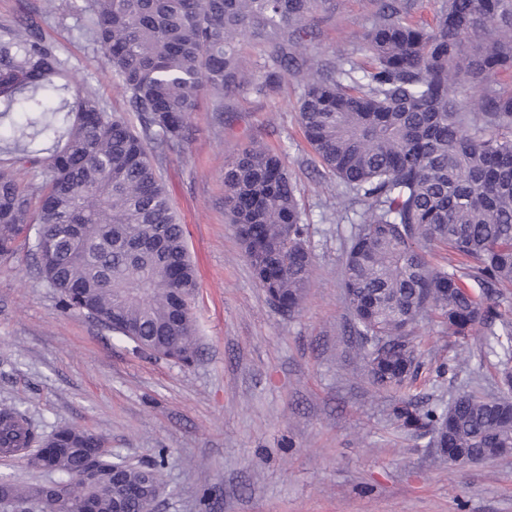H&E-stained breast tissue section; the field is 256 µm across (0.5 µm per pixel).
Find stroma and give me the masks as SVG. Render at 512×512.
<instances>
[{
	"mask_svg": "<svg viewBox=\"0 0 512 512\" xmlns=\"http://www.w3.org/2000/svg\"><path fill=\"white\" fill-rule=\"evenodd\" d=\"M23 3L67 59L70 83L127 111L81 32L87 0H0V23L17 20ZM367 25L364 0H340L317 12L308 51L360 49ZM301 92L288 78L271 97H232L221 117L202 105L186 149L162 162L198 272L194 363L140 353L95 319L63 313L26 250L0 262V407L20 406L47 432L90 430L130 464L158 466L156 512H512V455L466 468L439 461L389 417L391 393L353 358L341 269L360 217L331 220L336 182L303 137ZM252 144L280 152L306 214L313 265L290 316L270 305L224 221V166ZM417 336L424 365L412 390L424 401L447 405L476 382L495 391L500 363L484 334L452 379L434 372L455 354L438 324L422 321Z\"/></svg>",
	"mask_w": 512,
	"mask_h": 512,
	"instance_id": "1",
	"label": "stroma"
}]
</instances>
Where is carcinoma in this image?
<instances>
[{
	"mask_svg": "<svg viewBox=\"0 0 512 512\" xmlns=\"http://www.w3.org/2000/svg\"><path fill=\"white\" fill-rule=\"evenodd\" d=\"M366 60L304 52L315 12L336 0H87L84 34L121 82L138 125L94 93L69 98L66 61L27 14L0 24V260L30 245L63 310L83 313L153 356L189 366L198 347L196 269L160 170L184 148L201 96L224 113L241 92L269 97L304 81L299 122L324 173L336 179V213L362 209L343 257L346 326L371 382L395 399L390 417L441 448L448 465L491 460L512 448V0H439L432 19L418 0H369ZM263 47L261 80H249L238 36ZM480 87L477 111L455 107L449 87ZM33 180L22 183L17 171ZM224 217L233 225L269 303L299 310L313 255L307 224L281 157L249 146L224 166ZM426 316L456 350L487 330L506 363L498 394L476 385L448 407L411 393L423 364L416 328ZM60 449L44 485L0 483V500L71 512L61 499L93 462V512H112L131 488L159 482L127 465L105 438L79 427L38 432L25 411L0 408V452ZM123 473L112 483V470Z\"/></svg>",
	"mask_w": 512,
	"mask_h": 512,
	"instance_id": "carcinoma-1",
	"label": "carcinoma"
}]
</instances>
